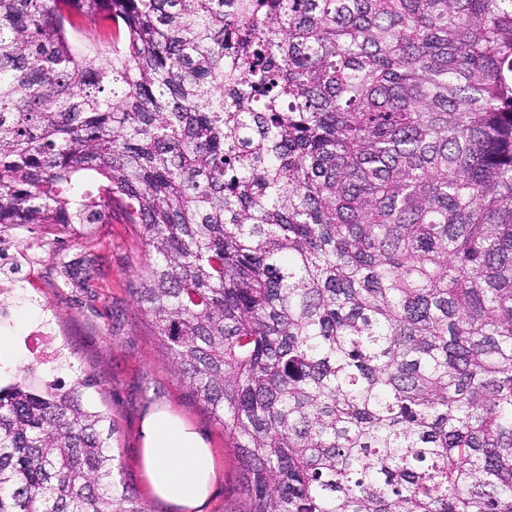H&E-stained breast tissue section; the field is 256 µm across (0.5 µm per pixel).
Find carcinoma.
<instances>
[{"mask_svg":"<svg viewBox=\"0 0 512 512\" xmlns=\"http://www.w3.org/2000/svg\"><path fill=\"white\" fill-rule=\"evenodd\" d=\"M112 218L245 512H512V0H0V233ZM41 373L0 512H148Z\"/></svg>","mask_w":512,"mask_h":512,"instance_id":"cac0c4a2","label":"carcinoma"}]
</instances>
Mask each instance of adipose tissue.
I'll return each instance as SVG.
<instances>
[{"mask_svg":"<svg viewBox=\"0 0 512 512\" xmlns=\"http://www.w3.org/2000/svg\"><path fill=\"white\" fill-rule=\"evenodd\" d=\"M140 434L146 495L175 512H201L217 480L215 454L205 436L168 407L150 412Z\"/></svg>","mask_w":512,"mask_h":512,"instance_id":"1","label":"adipose tissue"}]
</instances>
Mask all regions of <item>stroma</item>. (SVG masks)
Masks as SVG:
<instances>
[{"label": "stroma", "mask_w": 512, "mask_h": 512, "mask_svg": "<svg viewBox=\"0 0 512 512\" xmlns=\"http://www.w3.org/2000/svg\"><path fill=\"white\" fill-rule=\"evenodd\" d=\"M6 239L25 258L10 300V322L0 327L13 338L10 353L0 358V384L13 380L16 365L28 356L25 336L45 310H52L56 342L71 361L55 375L69 381L75 366L96 380L91 398L119 424L124 482L143 492L140 425L155 408L168 406L206 435L216 455L220 476L202 512H244L235 448L188 396L150 322L132 301L130 288L144 256L131 226L115 221L96 225L85 237L63 238L39 228L12 229Z\"/></svg>", "instance_id": "obj_1"}]
</instances>
